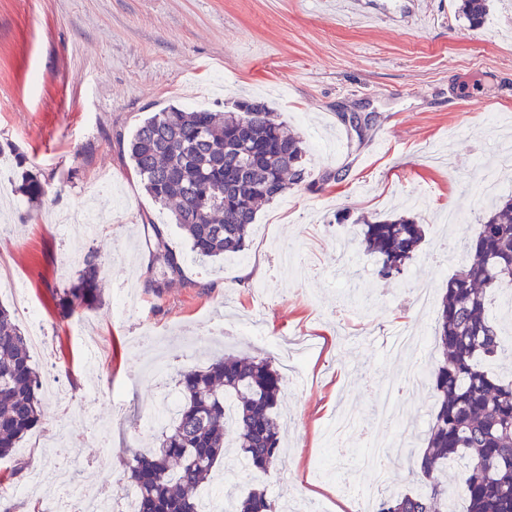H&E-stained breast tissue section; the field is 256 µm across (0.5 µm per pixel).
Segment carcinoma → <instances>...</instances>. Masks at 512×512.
<instances>
[{
    "instance_id": "cac0c4a2",
    "label": "carcinoma",
    "mask_w": 512,
    "mask_h": 512,
    "mask_svg": "<svg viewBox=\"0 0 512 512\" xmlns=\"http://www.w3.org/2000/svg\"><path fill=\"white\" fill-rule=\"evenodd\" d=\"M489 2L462 0L459 14L480 28ZM116 140L147 194L172 207L201 262L244 251L258 208L308 177L302 138L275 122L262 102L240 101L228 112L173 106ZM19 191L35 200L45 187L30 174ZM153 232L155 260L164 271L155 288L161 289L181 273V264L162 229L155 224ZM423 234L407 216L366 220L358 231L364 253L379 259L375 275L382 280L404 274ZM465 252L435 319L433 342L442 360L433 376L426 448L415 460L420 489L382 495L376 512H449L448 482L439 474L450 460L462 462L466 473V512H512V382L483 366L501 354L487 292L512 282V197L480 218ZM100 300L99 268L90 256L64 305L73 314ZM179 386V407L157 446L132 452L126 462L137 512H199L215 468L234 455L253 473L285 463L278 419L284 376L270 360L216 356L206 368L181 370ZM42 413L41 376L27 335L0 305V459L13 455ZM224 497L231 512H279L263 488L240 494L226 486Z\"/></svg>"
}]
</instances>
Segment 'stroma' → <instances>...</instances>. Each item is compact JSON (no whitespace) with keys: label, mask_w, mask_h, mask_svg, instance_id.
Returning <instances> with one entry per match:
<instances>
[{"label":"stroma","mask_w":512,"mask_h":512,"mask_svg":"<svg viewBox=\"0 0 512 512\" xmlns=\"http://www.w3.org/2000/svg\"><path fill=\"white\" fill-rule=\"evenodd\" d=\"M459 0H0V144L12 145L20 185L26 172L46 183L27 201L0 206V278L29 282L47 332L34 360L65 402L44 395L40 426L17 458L0 460V506L9 512L58 498L83 476L91 491L123 504L124 462L154 446L142 427L161 394L177 392V373L206 364L211 352L273 357L270 341L298 336L311 350L286 379L279 410L288 420L282 467L261 475L278 505L306 502L313 512H360L370 473L359 460L394 432L375 423L377 390L407 366L433 372L440 361L406 281L376 278V257L351 239L357 218L414 217L424 237L408 265L441 300L464 261L443 255L445 236L475 237L482 201L476 160L492 164L500 195L512 194V162L497 161L512 127V0H492L482 28H470ZM265 100L277 121L306 141L307 182L262 206L245 254L198 261L172 213L144 190L116 135H130L149 113L194 104L214 112ZM374 114L357 136L343 117ZM103 184L89 194L90 184ZM469 210V224H448V208ZM94 212L99 225L84 253L65 247L54 218ZM346 222H339L341 213ZM181 258L163 292L153 226ZM349 243L353 278L339 277ZM102 269V297L66 316L65 288L85 253ZM263 267L256 282L230 272ZM139 305L136 319L112 314L120 290ZM512 286L491 294L503 349L488 370L512 380ZM261 310L262 337L249 335ZM102 348L96 370L83 363L76 327ZM418 336L413 351L390 352L397 330ZM96 395L86 396L90 377ZM357 426L341 449L328 448L330 424L345 409ZM112 422L100 437L93 422ZM64 433L69 457L43 444ZM54 468L51 482L29 486L33 467Z\"/></svg>","instance_id":"1"}]
</instances>
